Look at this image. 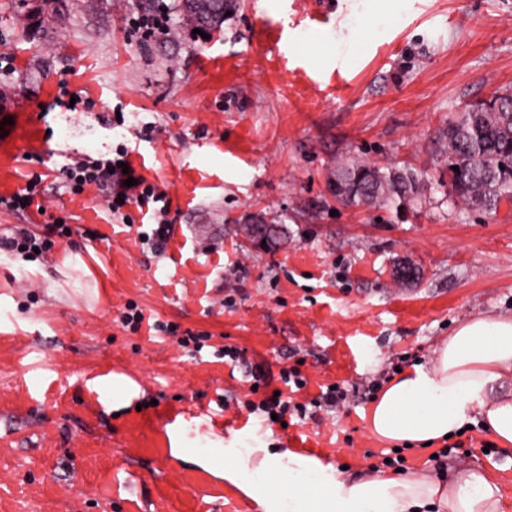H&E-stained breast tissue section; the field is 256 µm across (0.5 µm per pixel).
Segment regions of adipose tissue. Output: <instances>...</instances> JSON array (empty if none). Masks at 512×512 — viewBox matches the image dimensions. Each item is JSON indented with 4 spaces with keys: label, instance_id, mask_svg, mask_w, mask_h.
Segmentation results:
<instances>
[{
    "label": "adipose tissue",
    "instance_id": "1",
    "mask_svg": "<svg viewBox=\"0 0 512 512\" xmlns=\"http://www.w3.org/2000/svg\"><path fill=\"white\" fill-rule=\"evenodd\" d=\"M512 314L485 313L438 342L426 365L391 377L366 415L376 439L399 448L441 444L481 421L503 447H512ZM224 463V478L258 512H505L498 486L481 470L460 471L451 484L419 473L383 468L351 482L323 458L294 450L207 448Z\"/></svg>",
    "mask_w": 512,
    "mask_h": 512
}]
</instances>
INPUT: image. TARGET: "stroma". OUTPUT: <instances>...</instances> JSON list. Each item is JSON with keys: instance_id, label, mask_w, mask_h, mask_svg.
<instances>
[{"instance_id": "35a3bbf8", "label": "stroma", "mask_w": 512, "mask_h": 512, "mask_svg": "<svg viewBox=\"0 0 512 512\" xmlns=\"http://www.w3.org/2000/svg\"><path fill=\"white\" fill-rule=\"evenodd\" d=\"M176 3L0 0L13 59L0 196L41 175L33 231L58 217L73 229L33 261L0 252V512H254L188 454L251 434L371 478L393 453L366 429L372 385L429 362L465 320L512 313V203L462 205L441 137L467 103L512 90V0H233L206 39ZM159 5L176 36L140 42L129 18ZM74 94L76 110L44 111ZM120 144L167 194L164 253L137 238L151 210L121 223L104 193L72 195L60 177ZM359 159L413 174L405 209L331 195ZM256 217L286 224L287 243L245 247ZM401 260L418 281L395 280ZM131 301L210 333L209 348L193 358L176 337L125 331ZM224 345L241 361L214 358ZM286 368L307 380L294 401L333 384L346 401L283 425L250 413ZM173 409L194 412L176 438L158 420ZM470 434L442 467L405 452L406 470L481 468L512 512V447Z\"/></svg>"}]
</instances>
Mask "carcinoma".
Returning <instances> with one entry per match:
<instances>
[{
  "instance_id": "carcinoma-1",
  "label": "carcinoma",
  "mask_w": 512,
  "mask_h": 512,
  "mask_svg": "<svg viewBox=\"0 0 512 512\" xmlns=\"http://www.w3.org/2000/svg\"><path fill=\"white\" fill-rule=\"evenodd\" d=\"M233 0H179L178 9L186 22L218 29ZM451 187L464 205L495 210L504 200L512 201V92L496 94L492 101L466 109L448 123L444 132ZM329 191L338 200L354 204L401 205L416 192L412 174L383 169L375 163L358 161L346 168Z\"/></svg>"
}]
</instances>
